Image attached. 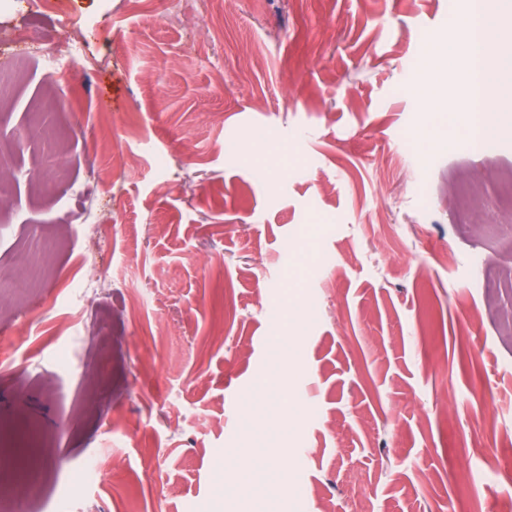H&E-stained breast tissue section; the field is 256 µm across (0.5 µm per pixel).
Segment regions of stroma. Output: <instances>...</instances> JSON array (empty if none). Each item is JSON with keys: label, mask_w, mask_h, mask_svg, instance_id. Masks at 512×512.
<instances>
[{"label": "stroma", "mask_w": 512, "mask_h": 512, "mask_svg": "<svg viewBox=\"0 0 512 512\" xmlns=\"http://www.w3.org/2000/svg\"><path fill=\"white\" fill-rule=\"evenodd\" d=\"M470 2L0 0V69L26 57L0 78V275L58 244L0 338V437L46 471L25 512L512 504V132L477 152L407 92L424 69L456 109L421 44Z\"/></svg>", "instance_id": "35a3bbf8"}]
</instances>
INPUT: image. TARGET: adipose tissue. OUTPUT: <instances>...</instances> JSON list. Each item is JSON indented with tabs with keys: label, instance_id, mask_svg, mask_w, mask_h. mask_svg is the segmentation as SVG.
<instances>
[{
	"label": "adipose tissue",
	"instance_id": "1",
	"mask_svg": "<svg viewBox=\"0 0 512 512\" xmlns=\"http://www.w3.org/2000/svg\"><path fill=\"white\" fill-rule=\"evenodd\" d=\"M496 31L493 48H484L481 35ZM426 58L439 60L456 55L458 81L466 103L464 112H478L481 123L472 127L474 144L497 140L508 125L507 89L512 86V28L503 22L502 0H474L467 12L455 16L447 36L429 35L423 45Z\"/></svg>",
	"mask_w": 512,
	"mask_h": 512
}]
</instances>
